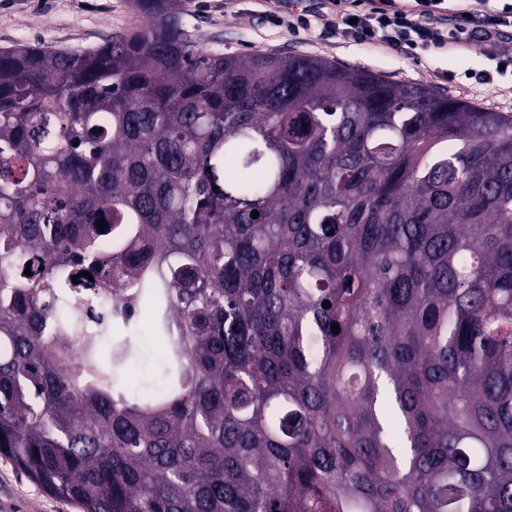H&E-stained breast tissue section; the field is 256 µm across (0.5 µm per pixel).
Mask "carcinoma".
Returning <instances> with one entry per match:
<instances>
[{"mask_svg":"<svg viewBox=\"0 0 512 512\" xmlns=\"http://www.w3.org/2000/svg\"><path fill=\"white\" fill-rule=\"evenodd\" d=\"M130 6L0 49V458L80 512H512V115ZM140 336H142V341L147 347L143 350L142 359L134 361L128 367L127 380L132 388L137 387L143 378L151 373H157L159 370L158 361L160 353L150 339L148 330L143 329Z\"/></svg>","mask_w":512,"mask_h":512,"instance_id":"carcinoma-1","label":"carcinoma"}]
</instances>
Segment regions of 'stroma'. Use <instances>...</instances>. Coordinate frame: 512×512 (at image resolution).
<instances>
[{
	"mask_svg": "<svg viewBox=\"0 0 512 512\" xmlns=\"http://www.w3.org/2000/svg\"><path fill=\"white\" fill-rule=\"evenodd\" d=\"M183 20L211 52L253 50L325 58L398 82L420 83L481 107L512 114V78L474 84L469 72L487 67L479 49L446 53L433 49H380L341 43L314 26L286 32L266 14L265 0H184ZM134 17L128 0H0V47L16 43L84 48L127 29ZM0 512H78L39 489L10 462L0 459Z\"/></svg>",
	"mask_w": 512,
	"mask_h": 512,
	"instance_id": "stroma-1",
	"label": "stroma"
}]
</instances>
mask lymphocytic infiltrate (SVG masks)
Masks as SVG:
<instances>
[{
    "instance_id": "f902f5d3",
    "label": "lymphocytic infiltrate",
    "mask_w": 512,
    "mask_h": 512,
    "mask_svg": "<svg viewBox=\"0 0 512 512\" xmlns=\"http://www.w3.org/2000/svg\"><path fill=\"white\" fill-rule=\"evenodd\" d=\"M318 21L342 39L377 48L480 47L512 70V0H329Z\"/></svg>"
}]
</instances>
